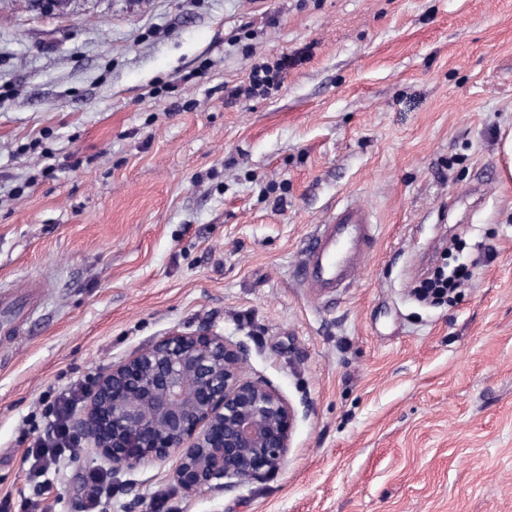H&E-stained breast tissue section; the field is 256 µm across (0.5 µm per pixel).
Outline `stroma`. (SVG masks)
Returning <instances> with one entry per match:
<instances>
[{
  "label": "stroma",
  "instance_id": "obj_1",
  "mask_svg": "<svg viewBox=\"0 0 512 512\" xmlns=\"http://www.w3.org/2000/svg\"><path fill=\"white\" fill-rule=\"evenodd\" d=\"M282 86L235 96L254 64ZM512 0H0V502L71 512H512ZM372 211L351 287L295 271ZM458 240L442 304L415 281ZM207 323L296 412L274 475L185 495L26 454L65 397Z\"/></svg>",
  "mask_w": 512,
  "mask_h": 512
}]
</instances>
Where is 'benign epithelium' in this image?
Here are the masks:
<instances>
[{
    "label": "benign epithelium",
    "mask_w": 512,
    "mask_h": 512,
    "mask_svg": "<svg viewBox=\"0 0 512 512\" xmlns=\"http://www.w3.org/2000/svg\"><path fill=\"white\" fill-rule=\"evenodd\" d=\"M245 349L203 324L171 330L112 365L90 404L71 416L73 437L112 470L178 457L186 494L224 490L277 473L295 412L275 389L245 377Z\"/></svg>",
    "instance_id": "obj_1"
}]
</instances>
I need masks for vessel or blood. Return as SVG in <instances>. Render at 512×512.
<instances>
[{
  "label": "vessel or blood",
  "instance_id": "b4317fda",
  "mask_svg": "<svg viewBox=\"0 0 512 512\" xmlns=\"http://www.w3.org/2000/svg\"><path fill=\"white\" fill-rule=\"evenodd\" d=\"M373 233L364 207L346 203L334 210L304 251L302 286L316 296L349 287L366 264L365 246Z\"/></svg>",
  "mask_w": 512,
  "mask_h": 512
}]
</instances>
